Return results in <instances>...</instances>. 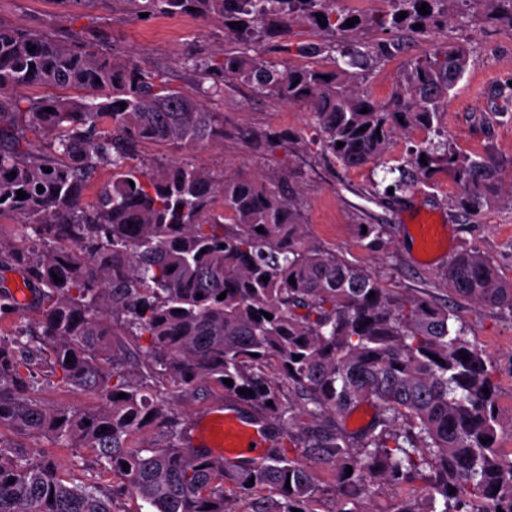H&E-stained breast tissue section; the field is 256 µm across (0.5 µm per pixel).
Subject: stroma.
<instances>
[{"mask_svg":"<svg viewBox=\"0 0 512 512\" xmlns=\"http://www.w3.org/2000/svg\"><path fill=\"white\" fill-rule=\"evenodd\" d=\"M0 20L98 42L117 57H131L165 71L173 85L188 91L194 88L195 78L182 67L187 55L218 59L236 45L223 24L190 15L131 22L107 0L74 11L63 9L56 0H0ZM445 37L464 44L471 57L462 79L448 95L441 125L457 149L501 162L498 196L481 210L461 205L458 187L445 171L416 184L410 192H387L385 167L408 165L424 132L397 133L380 161L350 167L322 149L306 105L259 96L239 80L225 83L223 96L210 101L224 115L223 144L189 153L188 159L219 181L233 174L266 181L287 178L310 241L367 268L385 288L401 296L449 302L442 264L420 261L418 246L405 241L413 220L422 213L444 221L453 251L480 250L493 261L501 278L512 282V31L486 19L477 8L467 20H451ZM428 48L424 38L407 37L399 53L372 68L361 81V90L376 101H385L401 81L407 62ZM242 127L281 132L288 140L259 152L237 138L236 131ZM367 224L385 225L381 246H368L362 234ZM453 305L470 340L489 357L505 422L500 445L512 448V316L463 301Z\"/></svg>","mask_w":512,"mask_h":512,"instance_id":"obj_1","label":"stroma"}]
</instances>
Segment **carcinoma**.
Segmentation results:
<instances>
[{
	"instance_id": "carcinoma-1",
	"label": "carcinoma",
	"mask_w": 512,
	"mask_h": 512,
	"mask_svg": "<svg viewBox=\"0 0 512 512\" xmlns=\"http://www.w3.org/2000/svg\"><path fill=\"white\" fill-rule=\"evenodd\" d=\"M111 2L139 21L145 12L152 19L194 7L197 17L229 28L237 47L219 60L186 58L197 73L196 89L186 91L138 62L0 21V215H15L33 234L0 238V265L22 271L42 298L33 321L0 336V426L77 453L86 448V468L119 480L110 489L94 475L71 484L52 456L0 441V512H115L119 496L141 499L148 512H235L258 492V512H317L325 488L315 463L333 475L329 512H376L381 482L423 483L422 502L394 512H512L497 383L449 306L402 297L309 241L285 178L217 182L178 160L148 169L138 155L142 144H222L224 113L206 99L240 78L258 94L307 105L322 147L365 165L398 129L437 131L467 52L433 37L451 17L468 18L474 4L512 30V0H385V11L351 27L354 15L336 10V0ZM297 25L317 38L289 48L312 63L281 69L257 43L286 38ZM373 28L431 40L384 103L356 90L358 73L326 66L336 63V37ZM390 54L387 45L341 52L364 68ZM28 87L85 95L15 96ZM412 164L424 179L451 174L474 211L497 197L499 164L488 155L427 139ZM103 167L112 176L90 205L85 194ZM442 277L455 299L512 313V282L479 251L459 252ZM40 375L73 393H96L102 404L50 406ZM212 387L251 403L267 422L273 446L262 460L213 458L188 446L176 395ZM365 404L375 409L370 421L347 430L345 419ZM146 431L148 442L131 441Z\"/></svg>"
}]
</instances>
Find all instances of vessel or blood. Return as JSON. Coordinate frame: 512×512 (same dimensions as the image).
Here are the masks:
<instances>
[{"label": "vessel or blood", "mask_w": 512, "mask_h": 512, "mask_svg": "<svg viewBox=\"0 0 512 512\" xmlns=\"http://www.w3.org/2000/svg\"><path fill=\"white\" fill-rule=\"evenodd\" d=\"M441 235V225L430 216L423 215L416 219L414 238L420 248H427ZM193 445L208 449L212 455L219 457L245 456L258 461L263 457L265 437L250 420L216 407L200 422Z\"/></svg>", "instance_id": "1"}]
</instances>
